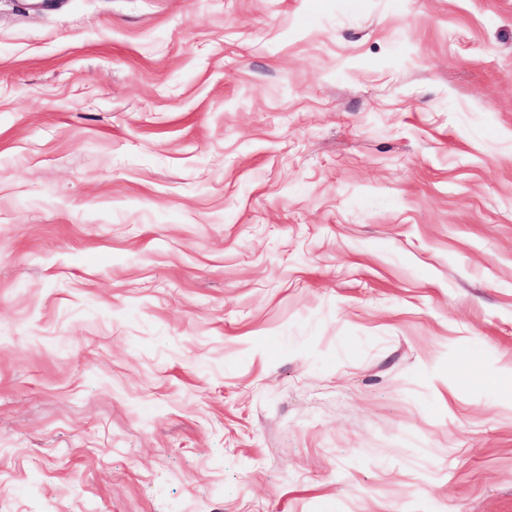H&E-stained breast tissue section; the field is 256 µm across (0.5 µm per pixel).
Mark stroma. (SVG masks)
I'll list each match as a JSON object with an SVG mask.
<instances>
[{
	"mask_svg": "<svg viewBox=\"0 0 512 512\" xmlns=\"http://www.w3.org/2000/svg\"><path fill=\"white\" fill-rule=\"evenodd\" d=\"M0 512H512V0H0Z\"/></svg>",
	"mask_w": 512,
	"mask_h": 512,
	"instance_id": "stroma-1",
	"label": "stroma"
}]
</instances>
